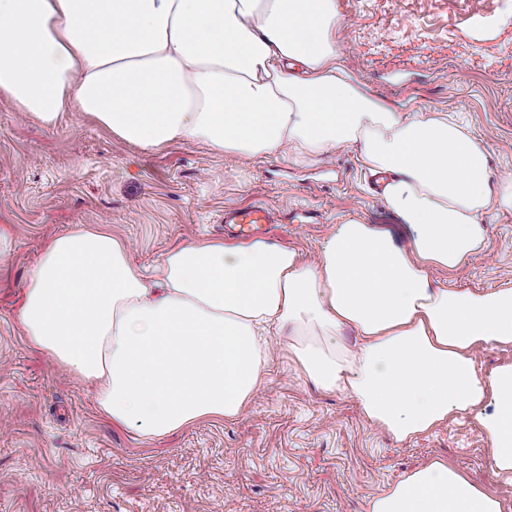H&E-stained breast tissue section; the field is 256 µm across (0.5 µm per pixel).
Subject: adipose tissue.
Segmentation results:
<instances>
[{"label": "adipose tissue", "mask_w": 512, "mask_h": 512, "mask_svg": "<svg viewBox=\"0 0 512 512\" xmlns=\"http://www.w3.org/2000/svg\"><path fill=\"white\" fill-rule=\"evenodd\" d=\"M336 0H0V97L47 128L86 113L150 152L199 143L252 158L314 159L356 148L388 175L406 243L356 220L317 263L257 238L168 250L160 287L106 230L49 238L17 319L29 344L97 383L111 424L161 439L232 420L268 364L264 332L316 387L355 399L373 427L413 440L475 415L496 475L512 478V364L482 373L477 349L512 345V287L458 290L486 246L484 217L512 212L486 146L438 113L407 115L363 91L340 62ZM355 343H346L345 332ZM368 512H502L437 458L404 473Z\"/></svg>", "instance_id": "ef3b65f1"}]
</instances>
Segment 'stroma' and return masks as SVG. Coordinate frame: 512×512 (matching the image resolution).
Listing matches in <instances>:
<instances>
[{"label": "stroma", "mask_w": 512, "mask_h": 512, "mask_svg": "<svg viewBox=\"0 0 512 512\" xmlns=\"http://www.w3.org/2000/svg\"><path fill=\"white\" fill-rule=\"evenodd\" d=\"M341 62L366 92L407 114L445 112L485 143L493 179L512 176V0H337ZM356 149L301 162L240 160L194 143L155 151L119 143L89 117L46 129L0 98V512H367L406 471L442 458L512 512V480L492 470L473 417L407 442L376 431L351 397L321 390L281 337L243 414L163 439L109 424L95 386L27 342L18 300L45 241L107 229L153 270L174 244L225 239L224 209L275 212L269 242L317 255L354 219L408 230ZM488 243L456 271L462 289L512 286V213L485 216Z\"/></svg>", "instance_id": "35a3bbf8"}]
</instances>
